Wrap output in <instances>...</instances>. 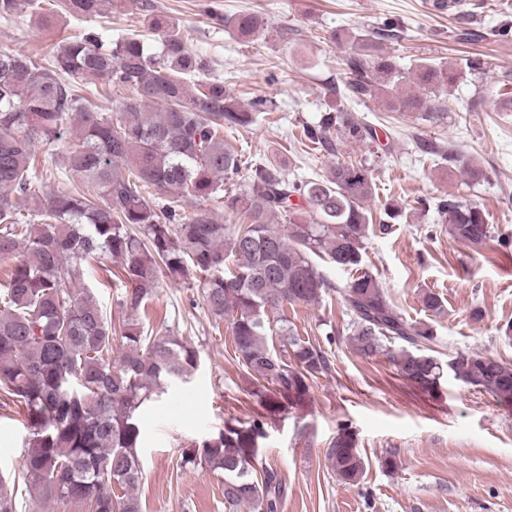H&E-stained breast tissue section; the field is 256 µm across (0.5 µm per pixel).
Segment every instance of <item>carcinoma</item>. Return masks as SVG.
Masks as SVG:
<instances>
[{"instance_id": "obj_1", "label": "carcinoma", "mask_w": 512, "mask_h": 512, "mask_svg": "<svg viewBox=\"0 0 512 512\" xmlns=\"http://www.w3.org/2000/svg\"><path fill=\"white\" fill-rule=\"evenodd\" d=\"M60 3L79 20L112 11V0ZM26 10L44 20L42 0H0V18ZM457 19L456 41H475L470 17L459 12ZM224 26L247 38L263 19L244 14L224 19ZM151 31L154 48L142 34L112 42L87 32L43 58L0 50V262L9 263L0 288V407L21 409L27 430L21 470L0 475V512H16L20 492L76 512H143L136 494L143 477L139 415L165 387L189 382L201 363L188 337L167 321L156 329L142 319L166 279L202 283L203 304L215 321H227L246 392L261 408L250 421L227 420L223 432L181 450L184 465L224 474V506L232 512L243 506L279 512L285 490L278 472L263 464L265 425L303 410L312 382L331 371L321 345L288 324V305L335 293L350 315L357 354L387 360L431 397L441 396L451 375L511 410L512 364L477 352L456 351L446 361L431 354L433 327L407 320L364 269L374 168L338 162L322 179H291L275 161L243 160L224 146V130L253 127L275 103L257 97L240 104L223 83L202 77L205 64L178 26L158 19ZM398 37L392 22L348 36L346 81L330 91L432 121L448 111L454 78L483 73L478 57L452 68L429 57L401 65L379 49ZM104 80L127 91L110 109L87 96ZM410 85L416 90L399 92ZM302 131L330 155L346 141L380 142L377 128L345 105ZM417 144L473 180L483 176L470 159ZM50 166L62 177L81 178L82 189L49 188ZM188 198L222 203L245 221L223 224L206 207L188 213ZM435 210L449 235L473 245L495 238L499 252L512 258V240L492 235L479 205L448 193ZM383 214L385 234L402 214L392 203ZM278 218L286 231L274 224ZM112 259L124 283L116 316L104 311L93 289L79 287L93 263L108 272ZM319 259L348 279H329ZM421 303L434 316L444 311L433 290L423 292ZM116 341L123 352L114 358ZM325 459L346 486L365 475V458L348 429L329 443Z\"/></svg>"}]
</instances>
